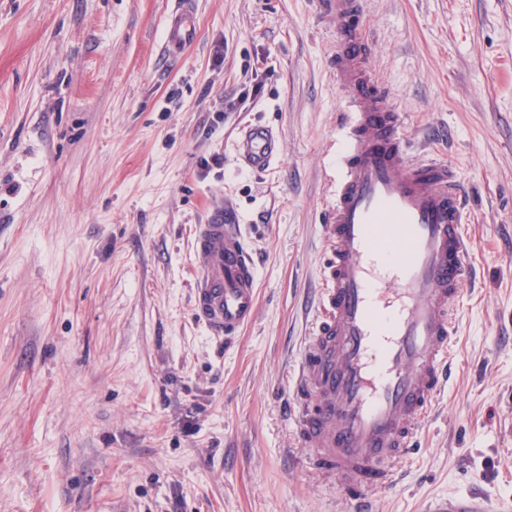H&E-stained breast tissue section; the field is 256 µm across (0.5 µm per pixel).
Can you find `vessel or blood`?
Instances as JSON below:
<instances>
[{"instance_id": "vessel-or-blood-1", "label": "vessel or blood", "mask_w": 512, "mask_h": 512, "mask_svg": "<svg viewBox=\"0 0 512 512\" xmlns=\"http://www.w3.org/2000/svg\"><path fill=\"white\" fill-rule=\"evenodd\" d=\"M333 70L352 114L336 153L324 227L320 312L292 375L294 423L317 467L342 482L352 512H374L376 490L402 480L419 430L452 377V312L467 266L465 197L448 164L412 151L386 89L366 66L363 0H323ZM194 0H176L166 41L194 40ZM254 171L279 157L268 126L230 144ZM232 207L195 227L193 311L212 335H235L257 311V271Z\"/></svg>"}]
</instances>
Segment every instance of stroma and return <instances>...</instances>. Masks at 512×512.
I'll list each match as a JSON object with an SVG mask.
<instances>
[{
	"instance_id": "obj_1",
	"label": "stroma",
	"mask_w": 512,
	"mask_h": 512,
	"mask_svg": "<svg viewBox=\"0 0 512 512\" xmlns=\"http://www.w3.org/2000/svg\"><path fill=\"white\" fill-rule=\"evenodd\" d=\"M0 0V512H348L286 415L348 107L317 0ZM404 137L467 192L454 374L377 512H512V0H365ZM274 127L279 160L231 139ZM233 203L258 307H192L196 225ZM194 0H177L169 15L166 41L169 46L178 48L195 39ZM230 152L236 160L259 172L268 169L279 158V143L271 128L255 123L233 139Z\"/></svg>"
}]
</instances>
